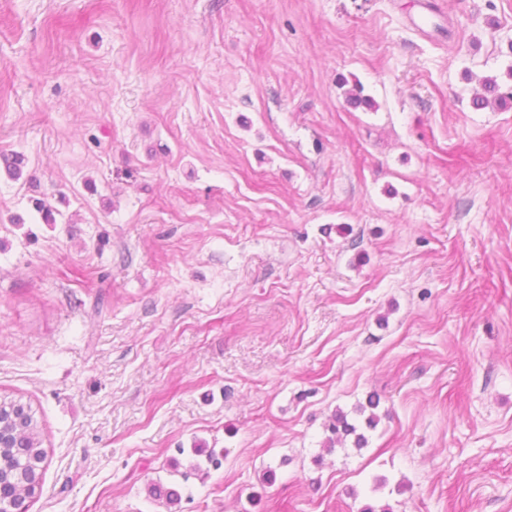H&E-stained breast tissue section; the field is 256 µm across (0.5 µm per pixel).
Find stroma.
Listing matches in <instances>:
<instances>
[{
    "label": "stroma",
    "instance_id": "35a3bbf8",
    "mask_svg": "<svg viewBox=\"0 0 512 512\" xmlns=\"http://www.w3.org/2000/svg\"><path fill=\"white\" fill-rule=\"evenodd\" d=\"M419 2L0 0L28 512H512V0ZM498 85L496 79L493 77H487L482 80V93L476 92L471 99V105L475 109H484L492 105V101L489 100V95L494 98V103L506 104V99L512 101V89L508 92L496 95ZM28 162L27 156L22 152L13 151L9 154L0 152V172L2 165L5 174L12 180L22 178ZM327 430L329 435L323 442V447L333 451L336 444H341L350 435H355L354 445L356 448H363L367 443V438L363 433H357V426L351 423L348 415L341 410H336L332 416Z\"/></svg>",
    "mask_w": 512,
    "mask_h": 512
}]
</instances>
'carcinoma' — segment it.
Segmentation results:
<instances>
[{
    "label": "carcinoma",
    "instance_id": "1",
    "mask_svg": "<svg viewBox=\"0 0 512 512\" xmlns=\"http://www.w3.org/2000/svg\"><path fill=\"white\" fill-rule=\"evenodd\" d=\"M497 89L495 78L483 79L482 92L474 94L471 105L478 110L494 102L503 105L508 100L512 101V89L499 95L496 94ZM27 164L28 158L22 152H0V166L12 180L22 178ZM377 407V398L371 395L366 403L355 409L356 413L365 416L368 429H374L378 425L379 417L375 413ZM328 431L329 435L323 442V447L329 451L334 450L337 444L350 435L355 436L354 445L357 448L367 443L366 436L357 432V426L341 410L334 412ZM46 457L43 429L31 404L22 402L20 398L0 395V512H11L13 509L19 512L25 501L35 496L43 481ZM148 494L154 498H162L170 504L180 499L177 490L166 488L160 483L149 485Z\"/></svg>",
    "mask_w": 512,
    "mask_h": 512
}]
</instances>
